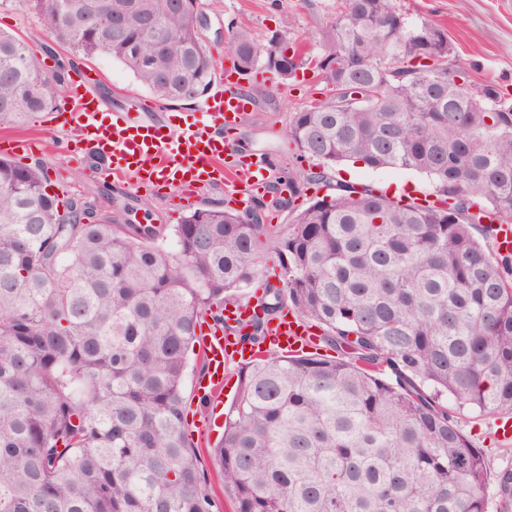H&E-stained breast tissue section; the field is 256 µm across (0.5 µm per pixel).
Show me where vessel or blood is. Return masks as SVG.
<instances>
[{
  "mask_svg": "<svg viewBox=\"0 0 512 512\" xmlns=\"http://www.w3.org/2000/svg\"><path fill=\"white\" fill-rule=\"evenodd\" d=\"M80 87L74 98L55 106L47 115L50 125L75 126L86 149L105 161L103 172L132 179L134 186L176 188L179 197L193 201L206 185L225 187L231 202L251 207L266 192L265 174L271 158L261 153L241 154L235 131L251 105L240 91L232 68L216 78L192 121L171 124L134 121L128 113H104L91 93L98 73L79 67L74 71ZM248 178L237 179L239 170ZM311 340L307 321L290 314L269 323L266 346L283 352H298ZM197 343L205 362L194 382L197 397L221 403L224 393V365L230 360L247 361L257 355L250 344L230 333L202 327Z\"/></svg>",
  "mask_w": 512,
  "mask_h": 512,
  "instance_id": "1",
  "label": "vessel or blood"
}]
</instances>
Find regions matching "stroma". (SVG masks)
<instances>
[{
	"instance_id": "stroma-1",
	"label": "stroma",
	"mask_w": 512,
	"mask_h": 512,
	"mask_svg": "<svg viewBox=\"0 0 512 512\" xmlns=\"http://www.w3.org/2000/svg\"><path fill=\"white\" fill-rule=\"evenodd\" d=\"M401 4L410 17H425L444 28L451 46L450 59L471 82L496 85L512 101V0H401ZM201 6L211 21L202 33L203 42L220 64L228 56V32L235 26L249 28L262 44L276 34L304 45L308 52H317L322 31L336 16L338 0H202ZM0 30L20 34L40 57L46 72L61 73L58 100H67L74 92L72 70L77 64L98 72L96 91L109 109L135 116L139 113V100L151 96L120 62L100 56L80 60L61 49L44 32L38 17L19 0H0ZM244 85L255 104L240 124L239 150L268 153L274 172L291 175L298 185L293 208L270 207L264 213V223L283 230L290 224L294 209L305 208L334 193L333 187L308 182L312 163L300 159L286 134L292 113L307 102L321 99L323 85L311 72L302 81L283 80L262 68L247 76ZM76 136L72 127L47 126L41 112L21 125H0V142L23 145L21 162L43 164L51 191L60 197L84 201L117 224L181 223L188 209L179 205L176 190L165 194L145 188L136 190L127 181L99 175L103 161L92 152L82 162L68 161L59 146ZM346 176L352 182L384 190L397 183H411L420 198L435 191L429 177L413 170H369L359 164L344 163L331 174L335 180ZM458 424L472 444L481 448L491 472L512 469V445L496 442L495 418L466 410L459 414ZM219 437L216 430L194 436L197 462L212 492L214 512H235L236 502L225 495L222 469L209 449L210 443Z\"/></svg>"
}]
</instances>
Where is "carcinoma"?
Listing matches in <instances>:
<instances>
[{
  "label": "carcinoma",
  "mask_w": 512,
  "mask_h": 512,
  "mask_svg": "<svg viewBox=\"0 0 512 512\" xmlns=\"http://www.w3.org/2000/svg\"><path fill=\"white\" fill-rule=\"evenodd\" d=\"M194 0H20L75 54L122 63L160 100L203 96L215 63ZM321 34L325 98L287 135L324 183L336 166L426 174L436 199L405 202L336 182L285 233L265 203L195 209L166 228L82 222L47 191L43 165L0 157V512H212L187 433L183 381L197 328L279 261L264 342L286 308L337 353H267L242 367L213 446L237 512H512V470L491 474L455 410L512 413V256L488 239L512 223V102L472 100L448 79V41L423 42L400 0H340ZM132 9L156 22L115 37ZM239 73L312 57L230 32ZM291 56H286L287 51ZM16 34L0 31V125L56 104V86ZM480 197V204L474 197ZM484 234L479 240L474 230Z\"/></svg>",
  "instance_id": "obj_1"
}]
</instances>
